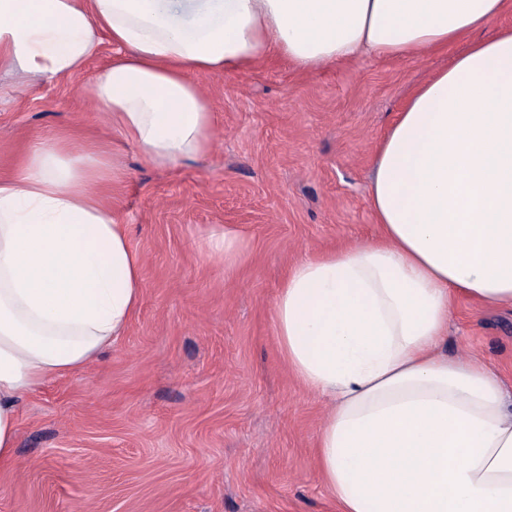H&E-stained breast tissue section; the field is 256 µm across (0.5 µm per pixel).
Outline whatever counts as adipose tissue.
I'll return each mask as SVG.
<instances>
[{"label": "adipose tissue", "instance_id": "obj_1", "mask_svg": "<svg viewBox=\"0 0 512 512\" xmlns=\"http://www.w3.org/2000/svg\"><path fill=\"white\" fill-rule=\"evenodd\" d=\"M506 0H0V73L45 83L115 53L90 87L122 141L173 171L212 151L194 74L278 55L313 72L422 56ZM120 148L60 137L0 178V467L19 403L123 336L143 258L102 196ZM369 241L298 259L273 305L281 359L325 401L316 462L338 512H512V398L440 351L452 304L512 306V27L420 85L377 146Z\"/></svg>", "mask_w": 512, "mask_h": 512}]
</instances>
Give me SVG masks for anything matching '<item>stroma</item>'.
Instances as JSON below:
<instances>
[{"label":"stroma","instance_id":"stroma-1","mask_svg":"<svg viewBox=\"0 0 512 512\" xmlns=\"http://www.w3.org/2000/svg\"><path fill=\"white\" fill-rule=\"evenodd\" d=\"M464 49L311 73L273 57L196 76L220 144L171 172L126 152L110 199L143 257V301L112 349L24 400L0 512H336L313 463L324 405L281 362L274 301L294 261L377 234L375 148ZM111 60L105 43L53 84L0 75V177L38 142L112 139L89 93ZM227 224L248 243L231 268L203 253ZM445 351L512 390V307L459 299Z\"/></svg>","mask_w":512,"mask_h":512}]
</instances>
